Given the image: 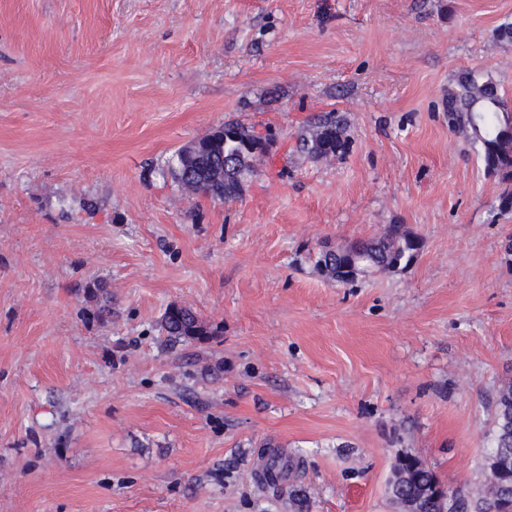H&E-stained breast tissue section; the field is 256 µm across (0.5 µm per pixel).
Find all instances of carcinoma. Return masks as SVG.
I'll return each instance as SVG.
<instances>
[{
    "instance_id": "1",
    "label": "carcinoma",
    "mask_w": 512,
    "mask_h": 512,
    "mask_svg": "<svg viewBox=\"0 0 512 512\" xmlns=\"http://www.w3.org/2000/svg\"><path fill=\"white\" fill-rule=\"evenodd\" d=\"M459 91L448 94L445 111L448 127L473 135L482 146L485 173L498 178L503 189L499 208L512 211V106L499 93L491 79L473 71L464 73L458 82ZM344 126L334 112L314 116L313 122L297 134V148L313 159L336 155L346 148ZM255 134L239 121H229L209 135L197 140V148L188 170L175 151L158 173L169 178L179 188L190 189L194 195L226 202L242 192L248 177L255 173L256 154L251 146ZM418 249V242L401 224H389L382 236L363 245L354 253L348 249L321 251L316 267L326 276L347 283L355 278L354 271H393L409 262ZM167 341L176 343L206 342L216 335L198 313L185 305H172L159 325ZM403 474L404 485L394 495L412 493L424 498L423 512H448V497L457 503L456 512H490L502 494L512 496V384L499 389L497 412L491 449L486 455L484 488L476 496L459 489L444 487L434 471L420 459L409 456L407 463L397 467Z\"/></svg>"
}]
</instances>
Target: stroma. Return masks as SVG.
<instances>
[{"label": "stroma", "mask_w": 512, "mask_h": 512, "mask_svg": "<svg viewBox=\"0 0 512 512\" xmlns=\"http://www.w3.org/2000/svg\"><path fill=\"white\" fill-rule=\"evenodd\" d=\"M512 0H0V512H395L400 458L477 493L512 382V212L443 110L512 101ZM344 152L295 148L315 115ZM273 136L229 202L155 164L227 121ZM400 224L398 270L321 244ZM218 334L173 345L171 304ZM110 316H100L102 307ZM320 133L331 143L328 151L321 148ZM343 136L344 126L340 116L334 112L322 113L314 116L313 122L297 134V148L313 159L327 158L329 153L336 156L346 148L347 140ZM360 252L353 253L348 249L320 251L316 259V267L327 277L337 282L347 283L359 269L364 272H384L398 269L407 264L418 249V242L411 237L403 225L389 224L382 236L364 243Z\"/></svg>", "instance_id": "stroma-1"}]
</instances>
